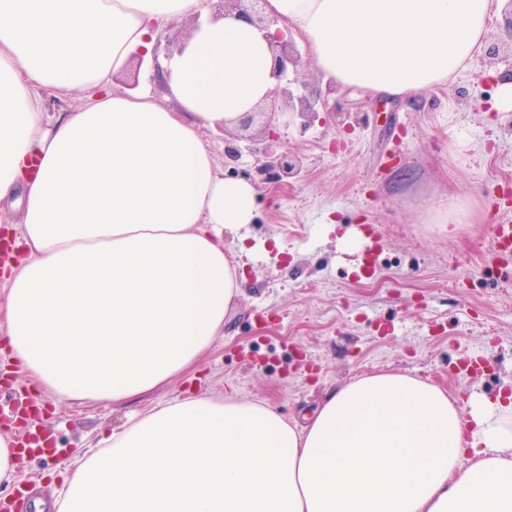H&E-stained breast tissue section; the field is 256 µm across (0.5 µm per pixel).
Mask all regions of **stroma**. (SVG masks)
Returning a JSON list of instances; mask_svg holds the SVG:
<instances>
[{"instance_id":"obj_1","label":"stroma","mask_w":512,"mask_h":512,"mask_svg":"<svg viewBox=\"0 0 512 512\" xmlns=\"http://www.w3.org/2000/svg\"><path fill=\"white\" fill-rule=\"evenodd\" d=\"M295 97L315 111L338 108L326 124L303 127L280 103L272 128L254 120L250 139L210 132L222 177L255 188L252 256L245 286L224 333L195 375L120 405L53 404L21 374L0 389L41 405L34 422L51 447L27 454L22 477L52 498L48 472L87 449L98 433L132 414L189 393L218 398L234 391L293 419L328 390L355 377L399 371L455 392L470 358L486 368L470 385L487 398L512 390V259L489 251L491 228L512 198V112L497 109L499 86L512 78V28L503 13L489 24L498 55L477 56L448 85L416 98L377 100L324 81L298 35ZM286 152L302 171L288 183H264L259 150ZM461 199L481 212L455 237L439 236L424 215ZM369 227L378 238L375 268L360 273L361 250L338 240Z\"/></svg>"}]
</instances>
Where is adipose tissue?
Returning a JSON list of instances; mask_svg holds the SVG:
<instances>
[{
  "label": "adipose tissue",
  "instance_id": "ef3b65f1",
  "mask_svg": "<svg viewBox=\"0 0 512 512\" xmlns=\"http://www.w3.org/2000/svg\"><path fill=\"white\" fill-rule=\"evenodd\" d=\"M503 0H266L325 79L423 96L479 54ZM193 18L150 75L113 79ZM270 38L209 0H0V344L54 402L121 404L192 373L243 281L253 185L217 173L206 132L274 89ZM81 108L50 111L57 94ZM56 512H512V396H448L403 372L327 391L299 424L188 395L99 437L57 477ZM194 21L192 19H184L173 23L167 29L161 31L156 36L155 47H157V53L154 51V61L156 63L158 56H169L174 53V51H180L182 48L181 42L179 40H173L172 43L169 42L170 48H168V53H166L168 39L174 37V35L179 34L181 37H185L189 30L192 28Z\"/></svg>",
  "mask_w": 512,
  "mask_h": 512
}]
</instances>
